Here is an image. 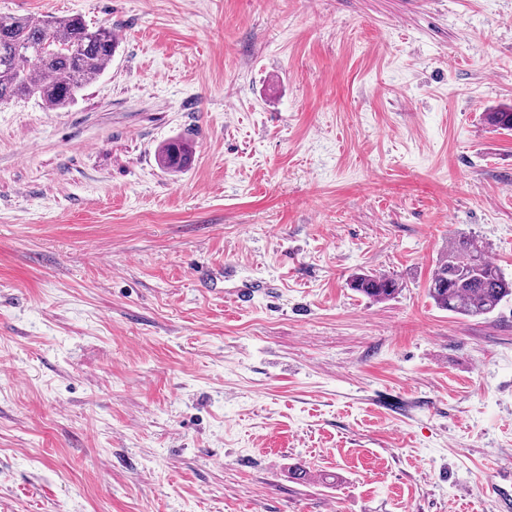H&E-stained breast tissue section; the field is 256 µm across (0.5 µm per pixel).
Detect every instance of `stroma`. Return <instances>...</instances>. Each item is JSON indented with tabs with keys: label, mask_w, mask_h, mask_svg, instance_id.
<instances>
[{
	"label": "stroma",
	"mask_w": 512,
	"mask_h": 512,
	"mask_svg": "<svg viewBox=\"0 0 512 512\" xmlns=\"http://www.w3.org/2000/svg\"><path fill=\"white\" fill-rule=\"evenodd\" d=\"M22 15L120 47L0 104V512H512V299L427 294L464 234L512 276V0ZM192 159V146L179 138L168 141L158 154L160 165L168 170L185 168ZM349 287L354 291L382 302L393 297L401 288L397 279L383 273H359L349 280Z\"/></svg>",
	"instance_id": "stroma-1"
}]
</instances>
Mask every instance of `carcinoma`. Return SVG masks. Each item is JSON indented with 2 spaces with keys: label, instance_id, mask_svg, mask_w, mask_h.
<instances>
[{
  "label": "carcinoma",
  "instance_id": "obj_1",
  "mask_svg": "<svg viewBox=\"0 0 512 512\" xmlns=\"http://www.w3.org/2000/svg\"><path fill=\"white\" fill-rule=\"evenodd\" d=\"M119 46L107 27L92 28L78 16H22L0 20V103L34 96L51 109L70 105L78 92L111 64ZM487 123L512 130V112H488ZM192 146L179 138L158 154L168 170L185 168ZM354 291L382 302L401 288L383 273H359L349 280ZM428 296L441 310L484 319L512 296V278L487 255L484 243L460 236L448 245V258L439 261L429 279Z\"/></svg>",
  "mask_w": 512,
  "mask_h": 512
}]
</instances>
